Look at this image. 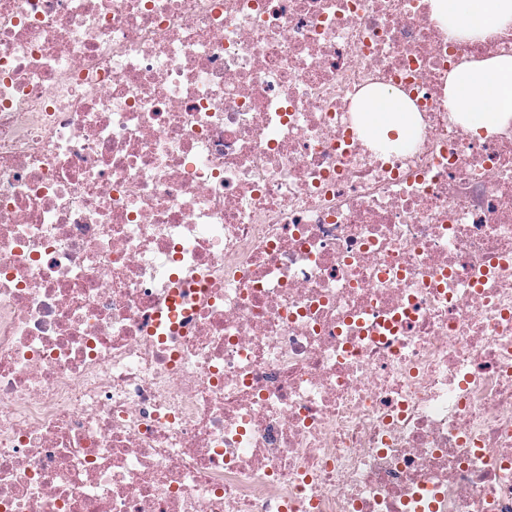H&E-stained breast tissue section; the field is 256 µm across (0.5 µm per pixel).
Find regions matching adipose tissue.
I'll list each match as a JSON object with an SVG mask.
<instances>
[{
	"label": "adipose tissue",
	"instance_id": "ef3b65f1",
	"mask_svg": "<svg viewBox=\"0 0 512 512\" xmlns=\"http://www.w3.org/2000/svg\"><path fill=\"white\" fill-rule=\"evenodd\" d=\"M440 21L454 20L458 35L484 39L512 28V0H434ZM448 109L472 132L493 131L512 122V56L465 65L448 81ZM371 132L413 134L409 105L400 95L374 91L360 104Z\"/></svg>",
	"mask_w": 512,
	"mask_h": 512
}]
</instances>
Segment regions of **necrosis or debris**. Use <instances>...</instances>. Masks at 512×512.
<instances>
[{
    "mask_svg": "<svg viewBox=\"0 0 512 512\" xmlns=\"http://www.w3.org/2000/svg\"><path fill=\"white\" fill-rule=\"evenodd\" d=\"M504 55L433 0H0V512H512V123L448 109ZM409 110L408 102L391 91L370 92L359 107V112L366 113L370 132L385 134L387 130H395L406 139L413 134Z\"/></svg>",
    "mask_w": 512,
    "mask_h": 512,
    "instance_id": "1",
    "label": "necrosis or debris"
}]
</instances>
